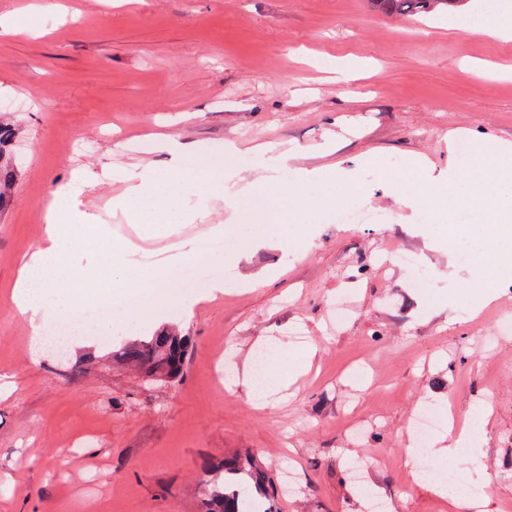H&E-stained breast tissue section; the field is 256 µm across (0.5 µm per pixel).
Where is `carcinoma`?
<instances>
[{
  "instance_id": "carcinoma-1",
  "label": "carcinoma",
  "mask_w": 512,
  "mask_h": 512,
  "mask_svg": "<svg viewBox=\"0 0 512 512\" xmlns=\"http://www.w3.org/2000/svg\"><path fill=\"white\" fill-rule=\"evenodd\" d=\"M475 0H369V6L387 15L446 18L453 9ZM15 128L0 123V210L11 204V181L16 165L12 152ZM193 349L191 337L162 329L139 341L121 346L128 365L149 377L177 382ZM203 512H246L244 501L258 505V512H277L274 478L257 464L247 450L224 455L217 463L205 460L199 467Z\"/></svg>"
}]
</instances>
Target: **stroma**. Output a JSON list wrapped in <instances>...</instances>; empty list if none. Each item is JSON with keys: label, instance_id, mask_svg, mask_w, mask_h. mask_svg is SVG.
<instances>
[{"label": "stroma", "instance_id": "35a3bbf8", "mask_svg": "<svg viewBox=\"0 0 512 512\" xmlns=\"http://www.w3.org/2000/svg\"><path fill=\"white\" fill-rule=\"evenodd\" d=\"M41 2L39 33L0 34V120L20 157L0 212V512H200L203 459L244 448L277 477L293 472L279 512H368L366 486L388 512H466L409 474V426L434 402L455 427L481 412L487 423L472 463L433 465L460 471L483 512H512V277L485 299L459 258L486 213L461 211L451 236L447 210L401 203L452 172L456 200L469 198L482 173L459 161L454 133L474 156L512 142V77L499 75L512 42L366 0H62L66 16ZM129 138L148 153L127 152ZM168 141L196 157L168 229L150 234L118 203L123 174L169 176ZM231 145L234 200L221 188ZM283 153L287 169L263 165ZM326 166L335 180L313 179ZM76 171L128 264L178 272L184 244L221 236L231 249L196 265L233 287L174 321L113 316L64 363L33 348L5 299L41 244L49 187ZM342 204L384 221L337 223ZM418 274L426 287H412ZM167 324L194 344L181 382L113 362L121 342ZM262 347L311 358L261 388ZM218 365L233 384L215 383ZM359 456L362 486L343 469Z\"/></svg>", "mask_w": 512, "mask_h": 512}]
</instances>
